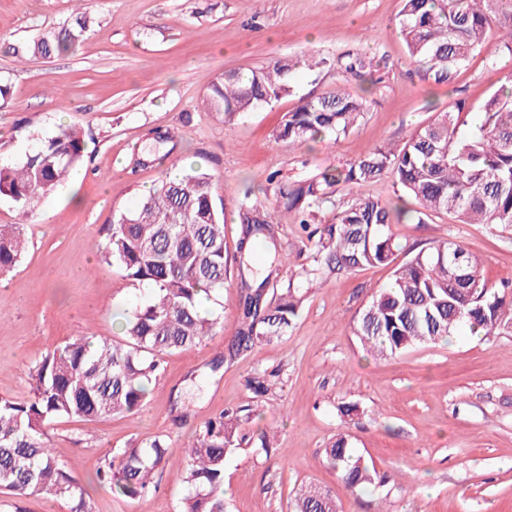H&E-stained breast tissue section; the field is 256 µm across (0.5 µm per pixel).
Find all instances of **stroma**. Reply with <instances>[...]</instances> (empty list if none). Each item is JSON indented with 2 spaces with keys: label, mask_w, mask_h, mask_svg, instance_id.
<instances>
[{
  "label": "stroma",
  "mask_w": 512,
  "mask_h": 512,
  "mask_svg": "<svg viewBox=\"0 0 512 512\" xmlns=\"http://www.w3.org/2000/svg\"><path fill=\"white\" fill-rule=\"evenodd\" d=\"M90 27L70 52L18 53L52 36L72 17L70 0H0V82L11 88L0 106V164H15L60 126L81 128L88 157L79 181H66L23 211L0 195V225L21 224L29 247L0 288V398L31 396L29 369L56 345L81 336L118 338L120 316L148 296L102 262L110 225L135 210L170 169H202L224 205L226 245L242 233L237 205L252 194L275 212L288 256L277 277L303 295L294 327L281 340L228 357L239 327L240 284L231 277L208 304L223 325L190 349L166 356L134 416L70 417L48 428L53 452L79 477L87 512H180L182 484L170 470L136 500L100 489L96 471L110 451L166 436L172 458L186 456L196 432L228 408L250 413L243 439L224 462L227 512H292L307 484L332 492L339 512H512V325L489 337L461 331L448 343L417 346L386 358L366 352L353 321L392 277L388 266L302 276L317 256L277 185L345 166L381 143L403 144L438 113L466 102L480 111L512 54L498 31L450 84L425 79L409 57L397 20L402 0H90ZM371 57L359 74L339 67L348 55ZM304 54L329 67L294 68L290 95L232 124L198 108L215 78ZM341 91L368 101L339 138L303 145L275 142L283 113L301 99ZM175 132L167 158L140 163L149 138ZM400 246L450 239L479 257L495 289H512V226L458 224L435 214L400 222ZM269 373L256 395L249 380ZM358 416L341 418V402ZM273 435L272 451L256 445ZM385 478L346 489L323 461L338 433Z\"/></svg>",
  "instance_id": "1"
}]
</instances>
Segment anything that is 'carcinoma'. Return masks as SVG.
Masks as SVG:
<instances>
[{
    "instance_id": "1",
    "label": "carcinoma",
    "mask_w": 512,
    "mask_h": 512,
    "mask_svg": "<svg viewBox=\"0 0 512 512\" xmlns=\"http://www.w3.org/2000/svg\"><path fill=\"white\" fill-rule=\"evenodd\" d=\"M74 26L33 43L28 51L49 56L69 51L87 29L88 0H75ZM398 25L408 52L427 78L438 84L454 79L456 69L485 43L489 29L502 31L503 47L512 53V0H402ZM292 65L276 60L247 75L226 71L202 99L205 108L229 124L260 105L290 94ZM367 109V100L345 93L304 98L287 112L274 133L278 142L303 144L328 134L341 135ZM465 105L441 114L416 130L401 147L378 145L344 167L325 170L312 179L281 184L280 198L302 215L301 224L324 207L333 209L319 235L315 275L394 262L399 246L390 226L400 213L372 196L336 201L337 187H363L392 176L417 205V223L445 213L461 224L512 226V72L485 101L476 120L468 122ZM85 133L62 126L40 140L16 165H0V195L21 210L63 183L85 162ZM212 175L203 171L163 178L134 212L109 228L101 247L103 260L130 281L150 287L149 299L124 317L121 339L81 337L48 352L29 370L32 397L0 399V490L18 499L67 498L72 512H85L84 489L72 471L50 449L46 426L60 418L89 421L117 413L135 414L144 407L148 386L164 356L203 342L218 318L199 312L203 292L210 298L224 291L228 255L224 208L211 192ZM244 224L234 260L241 281L240 327L229 347L238 356L257 345L288 336L303 301L288 283L267 299L273 272L254 285L253 240L276 244L271 212L246 195L238 203ZM25 248L23 227L0 229V275L10 273ZM512 299L490 287L477 257L460 243L439 240L420 248L396 265L389 285L378 289L353 322L354 335L375 356H395L424 344L448 341L462 327L493 335ZM241 418L226 412L195 434L189 454L173 464L164 437L109 452L96 480L130 499L153 484L155 471L170 467L185 486L180 512H225L224 462L234 450ZM325 463L341 483L355 489L372 485L374 467L337 435L324 449ZM294 512H337L335 497L320 487H304Z\"/></svg>"
}]
</instances>
